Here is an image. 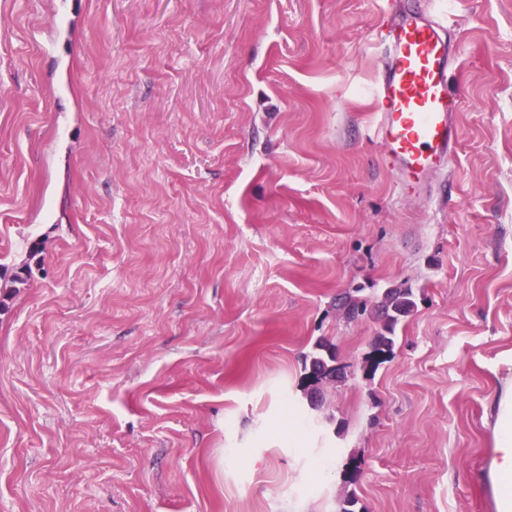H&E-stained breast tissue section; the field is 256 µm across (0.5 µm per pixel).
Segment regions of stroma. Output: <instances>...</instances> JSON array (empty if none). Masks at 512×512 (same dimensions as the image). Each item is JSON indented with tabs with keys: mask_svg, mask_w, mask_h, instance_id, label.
Returning a JSON list of instances; mask_svg holds the SVG:
<instances>
[{
	"mask_svg": "<svg viewBox=\"0 0 512 512\" xmlns=\"http://www.w3.org/2000/svg\"><path fill=\"white\" fill-rule=\"evenodd\" d=\"M445 6L460 147L404 188L383 0H0V512H496L512 0ZM394 286L372 372L336 297ZM414 307L412 288H393L383 294L375 307V315L381 323V329L371 343L375 355L384 358L393 352L396 328L403 319L411 315ZM335 365L333 368H329ZM341 364H338L340 366ZM336 350L333 344L319 340L316 341L312 349L304 355V371L308 381L315 380L321 382L333 370L344 368L345 365L338 367Z\"/></svg>",
	"mask_w": 512,
	"mask_h": 512,
	"instance_id": "35a3bbf8",
	"label": "stroma"
}]
</instances>
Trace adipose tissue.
Here are the masks:
<instances>
[{
	"label": "adipose tissue",
	"mask_w": 512,
	"mask_h": 512,
	"mask_svg": "<svg viewBox=\"0 0 512 512\" xmlns=\"http://www.w3.org/2000/svg\"><path fill=\"white\" fill-rule=\"evenodd\" d=\"M490 411L493 457L487 478L497 512H512V377L495 393Z\"/></svg>",
	"instance_id": "obj_1"
}]
</instances>
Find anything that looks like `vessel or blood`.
<instances>
[{
	"label": "vessel or blood",
	"mask_w": 512,
	"mask_h": 512,
	"mask_svg": "<svg viewBox=\"0 0 512 512\" xmlns=\"http://www.w3.org/2000/svg\"><path fill=\"white\" fill-rule=\"evenodd\" d=\"M379 38L386 62L375 85V136L385 159L406 180L451 159L459 144L448 86L452 47L443 19L431 12L389 6Z\"/></svg>",
	"instance_id": "b4317fda"
}]
</instances>
